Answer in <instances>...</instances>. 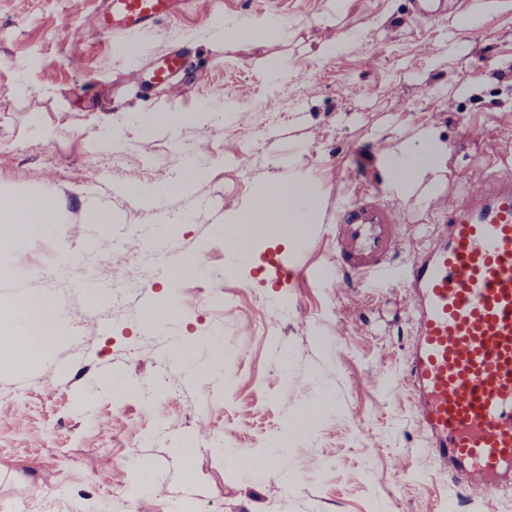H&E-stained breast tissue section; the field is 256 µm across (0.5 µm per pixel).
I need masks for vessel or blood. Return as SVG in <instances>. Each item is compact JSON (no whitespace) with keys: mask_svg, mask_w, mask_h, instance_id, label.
Returning a JSON list of instances; mask_svg holds the SVG:
<instances>
[{"mask_svg":"<svg viewBox=\"0 0 512 512\" xmlns=\"http://www.w3.org/2000/svg\"><path fill=\"white\" fill-rule=\"evenodd\" d=\"M179 0H106L92 29L145 30ZM336 263L359 278L398 282L410 299L409 376L417 423L435 456L481 472L491 493L512 475V161L441 201L424 247L404 265L396 205L364 193L336 213Z\"/></svg>","mask_w":512,"mask_h":512,"instance_id":"1","label":"vessel or blood"}]
</instances>
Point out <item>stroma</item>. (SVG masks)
Masks as SVG:
<instances>
[{
	"label": "stroma",
	"instance_id": "1",
	"mask_svg": "<svg viewBox=\"0 0 512 512\" xmlns=\"http://www.w3.org/2000/svg\"><path fill=\"white\" fill-rule=\"evenodd\" d=\"M411 2L186 0L141 34L92 30L103 0H0V193L57 205L48 232L0 247V512H512V484L487 498L456 483L416 424L404 289L334 260L336 209L358 194L398 207L404 262L452 173L512 159V0H446L422 21ZM273 15L270 45L231 39ZM173 52L190 67L170 91L150 76ZM203 132L206 177L175 187ZM427 137L431 170L386 182ZM304 176L299 238L270 224L249 260L228 258L224 231L259 187ZM133 183L171 191L151 205ZM91 210L111 223H88ZM141 231L166 254L201 253L202 269L177 291L140 288L137 258L121 304L106 280L87 289L94 268L76 256L111 258ZM274 250L294 262L276 287L258 272ZM25 295L55 300L60 335L31 363ZM162 301L178 313L149 330ZM216 336L222 371L170 387L176 348L197 343L206 360ZM277 442L270 473L259 463Z\"/></svg>",
	"mask_w": 512,
	"mask_h": 512
}]
</instances>
